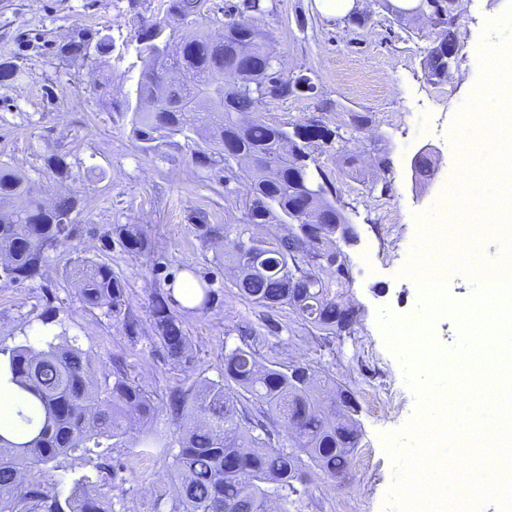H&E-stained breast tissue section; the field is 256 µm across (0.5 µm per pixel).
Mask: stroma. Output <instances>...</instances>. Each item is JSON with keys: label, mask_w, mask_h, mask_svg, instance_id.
<instances>
[{"label": "stroma", "mask_w": 512, "mask_h": 512, "mask_svg": "<svg viewBox=\"0 0 512 512\" xmlns=\"http://www.w3.org/2000/svg\"><path fill=\"white\" fill-rule=\"evenodd\" d=\"M511 1L463 0L455 63L447 80L432 83L424 60L433 34L422 21H398L375 0H361L371 11L362 28L321 16L314 0H274L275 11L262 24L268 46L288 70L310 76L316 91L272 101L264 113L275 124L316 119L337 131L332 145L316 147L313 156L359 233L355 244L324 245L342 252V298L359 311L351 331L335 335L302 324L289 309L242 299L232 271L204 246L199 223H241L239 204L225 188L246 189V172L225 179L222 169L197 167L181 146L144 153L127 117L116 111L142 67L127 45L140 22L164 17V0H0V63L15 69L13 80L0 84V163L25 174L45 202L67 193L79 199L73 214L78 232L50 253L43 277L0 285V338L17 344L27 328L38 327L40 314L55 313L89 353L98 380L112 378L120 364L158 399L152 428L170 443L176 424L165 405L169 392L204 378L222 380L225 354L240 345L241 330H251L263 362L309 365L327 375L325 397L341 388L357 400L361 439L350 470L333 484L312 477L307 512H384L394 473L380 436L414 416L416 397L386 347L378 310L409 316L416 309L417 286L402 271L416 243L431 248L435 241L420 237L415 217L429 214L436 225L453 214L457 163L449 129L479 79L477 47L486 25ZM89 30L111 38L110 60L61 55L63 44ZM357 115L368 118L367 127L354 125ZM426 145L438 149L439 170L415 186L409 162ZM50 154L63 156L65 177L46 170L43 159ZM379 154L390 162L388 173L372 166ZM116 224L143 228L151 252H126L110 237ZM75 258L109 264L126 282L136 336L122 321L82 305L76 285L63 275ZM186 271L215 293L211 309L183 316L193 344L189 369L156 347L148 311L150 293ZM143 432L133 425L105 456L61 461L53 472L60 491L87 475L111 512H156L159 496L173 490L172 459L143 447Z\"/></svg>", "instance_id": "35a3bbf8"}]
</instances>
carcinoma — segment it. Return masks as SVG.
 Returning a JSON list of instances; mask_svg holds the SVG:
<instances>
[{
    "label": "carcinoma",
    "instance_id": "cac0c4a2",
    "mask_svg": "<svg viewBox=\"0 0 512 512\" xmlns=\"http://www.w3.org/2000/svg\"><path fill=\"white\" fill-rule=\"evenodd\" d=\"M452 2L432 0L438 46L428 48L424 61L432 81L448 74L443 46L458 45ZM237 7H220L212 0H166L167 18L137 30L133 50L143 66L119 111L130 115L132 137L146 153L158 154L181 136L202 143L192 150V161L200 167L222 165L231 173L235 164L249 165L245 194L252 197L250 222L200 224L201 237L222 244L219 259L237 272L234 286L241 297L268 308L286 306L298 320L330 334L343 302L321 272L335 259L329 255L321 263L316 245L293 234L288 224V210L295 206L315 224L329 223L336 213L329 196L299 191L304 173L296 162L310 155L320 125L309 123L311 137L301 142L288 125L264 119L267 101L258 86H271L280 99L293 92L267 67V34L260 25L223 20ZM245 44L250 54L238 55ZM92 48L105 56L112 44L97 32L64 45L61 52L76 57ZM165 49L187 75L185 82L165 86L157 61ZM245 113L253 121L239 132L234 120ZM259 153H286L292 159L257 169L250 158ZM77 207L72 194L45 207L32 195L25 175L1 164L0 281L21 285L42 277L49 253L75 236L72 214ZM267 224L278 230L263 236L264 247L247 246L255 235L252 227ZM111 235L131 254L150 249L149 238L136 224H115ZM64 274L79 285L84 306L123 317L126 330L135 333L128 289L109 266L79 259ZM174 304L171 288L150 294L153 331L168 358L189 368L191 339ZM41 322L61 330L42 332L34 342L0 344V374L32 396L28 413L21 415L30 438L13 443L0 435V512H108L90 477L75 480L64 497L43 477L62 458L102 456V449L116 447L134 416L151 433L156 398L121 369L112 383H99L90 356L69 339L62 323L47 316ZM320 385L310 366L295 367L291 377L288 365L263 364L255 346L246 343L225 355L223 380L204 379L170 392L179 451L171 463L173 494L159 507L164 512H267L276 501L281 512H302L308 488L290 483V472L305 463L332 482L347 471L359 444L350 408L321 399ZM271 416L290 429L286 449L273 445L266 423Z\"/></svg>",
    "mask_w": 512,
    "mask_h": 512
}]
</instances>
